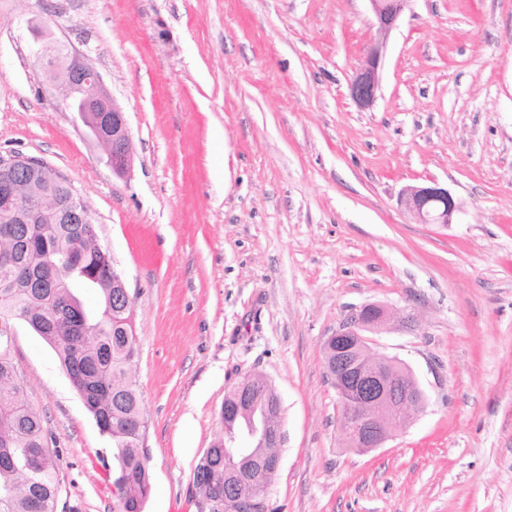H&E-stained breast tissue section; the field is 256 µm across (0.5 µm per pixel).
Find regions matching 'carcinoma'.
I'll return each instance as SVG.
<instances>
[{
	"label": "carcinoma",
	"mask_w": 512,
	"mask_h": 512,
	"mask_svg": "<svg viewBox=\"0 0 512 512\" xmlns=\"http://www.w3.org/2000/svg\"><path fill=\"white\" fill-rule=\"evenodd\" d=\"M23 261L0 266V512H57L58 450L50 447L43 418L25 397L24 379L11 357L13 324L22 321L55 352L61 367L112 442V485L117 512H142L150 493L142 409L136 370L138 347L132 311L114 298L113 273L103 270L94 290L98 311L87 310L75 277L62 275L42 286L43 266L55 259L44 241L64 239L86 269L98 267V242L88 224H19ZM224 455L219 437L198 463L193 486L224 498Z\"/></svg>",
	"instance_id": "cac0c4a2"
}]
</instances>
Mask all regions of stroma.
Returning a JSON list of instances; mask_svg holds the SVG:
<instances>
[{
    "label": "stroma",
    "instance_id": "35a3bbf8",
    "mask_svg": "<svg viewBox=\"0 0 512 512\" xmlns=\"http://www.w3.org/2000/svg\"><path fill=\"white\" fill-rule=\"evenodd\" d=\"M44 24L125 112L128 178L50 97ZM374 39L368 0H0V152L67 179L133 298L143 512H197L224 393L254 371L281 405L272 512H512V0H410L363 109L348 84ZM433 181L452 224L399 204ZM372 302L413 316L369 339L425 405L363 452L323 346ZM12 358L59 512H117L111 443L51 347L19 321Z\"/></svg>",
    "mask_w": 512,
    "mask_h": 512
}]
</instances>
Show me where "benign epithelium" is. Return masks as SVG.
<instances>
[{
	"label": "benign epithelium",
	"mask_w": 512,
	"mask_h": 512,
	"mask_svg": "<svg viewBox=\"0 0 512 512\" xmlns=\"http://www.w3.org/2000/svg\"><path fill=\"white\" fill-rule=\"evenodd\" d=\"M376 27L375 41L362 65L348 85L350 98L361 108L374 105L380 87V66L390 33L398 26L409 0H368ZM35 59L48 74V86L56 101L67 112L79 115L90 134L105 149L107 164L118 177L126 176L132 167V146L127 119L122 108L106 89L100 72L77 55L63 49L46 34L39 40ZM16 159H0V207L11 216L9 223L22 224L30 212L43 214L48 223L92 224L94 219L83 199L75 192L65 201L48 189L33 187L30 173L14 168ZM400 205L418 224H450L458 210L448 189L438 184L407 186L399 197ZM66 268L86 280L95 277L81 270V263L62 245L55 247ZM392 313L386 307L368 303L350 310L336 332L327 341L336 342V361L326 360L343 408V427L351 448L369 451L380 448L399 427L410 409L424 403V393L412 372L398 368L395 360L372 352L368 332L387 325ZM273 389L262 374L250 373L236 386L245 401L224 406L230 412L249 419L246 434L254 441L262 440L281 446L283 434L280 416L274 412L275 402L269 396ZM246 464L241 472L225 476L224 499H232L240 508L253 504L251 488L268 490V476L277 472L280 456L258 458L251 452H240Z\"/></svg>",
	"instance_id": "7a95c632"
}]
</instances>
